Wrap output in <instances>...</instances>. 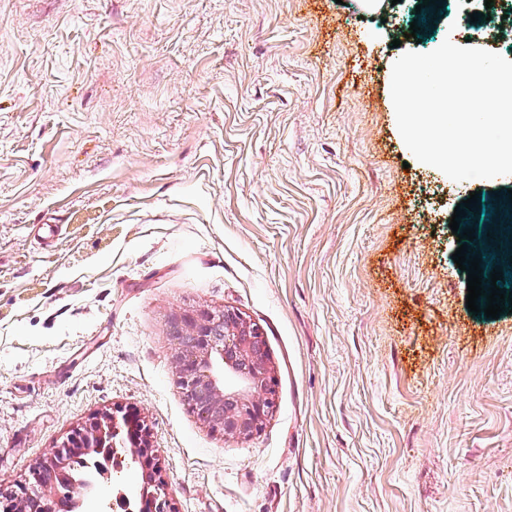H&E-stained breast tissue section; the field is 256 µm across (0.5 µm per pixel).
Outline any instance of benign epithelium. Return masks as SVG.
<instances>
[{
	"label": "benign epithelium",
	"mask_w": 512,
	"mask_h": 512,
	"mask_svg": "<svg viewBox=\"0 0 512 512\" xmlns=\"http://www.w3.org/2000/svg\"><path fill=\"white\" fill-rule=\"evenodd\" d=\"M214 313L205 311L199 319L186 324L194 338L192 349L196 370L179 376V388L187 398L198 394L221 410L217 427L226 436H250L261 431L264 421L275 404V378L267 361V355L258 350L255 341L264 338L262 328L239 313L224 311V335L217 336L212 330ZM119 419L95 418L84 428L72 433L47 458L46 468L61 471L68 462V455L88 452L103 439L104 426L119 432ZM123 423L132 435L137 448L132 460L142 468L153 460L146 427L131 416H122ZM138 502L141 512H171L162 483L152 484L151 476L142 474ZM154 489H149V486ZM28 504L34 512H57L49 498L47 486L40 473L33 475L28 489Z\"/></svg>",
	"instance_id": "benign-epithelium-1"
}]
</instances>
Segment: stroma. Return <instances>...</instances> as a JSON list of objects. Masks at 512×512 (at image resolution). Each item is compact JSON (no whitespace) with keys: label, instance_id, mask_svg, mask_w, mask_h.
Here are the masks:
<instances>
[{"label":"stroma","instance_id":"stroma-1","mask_svg":"<svg viewBox=\"0 0 512 512\" xmlns=\"http://www.w3.org/2000/svg\"><path fill=\"white\" fill-rule=\"evenodd\" d=\"M470 10L0 0V490L131 409L172 512H512V313L468 312L449 227L508 185L415 159L391 96L409 50L512 57ZM227 309L277 380L251 436L178 386L174 322Z\"/></svg>","mask_w":512,"mask_h":512}]
</instances>
